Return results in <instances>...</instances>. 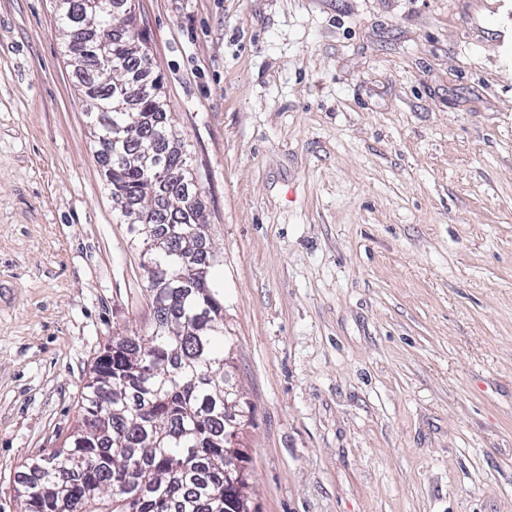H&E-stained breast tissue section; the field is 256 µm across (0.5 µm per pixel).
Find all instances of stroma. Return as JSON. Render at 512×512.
<instances>
[{"label":"stroma","mask_w":512,"mask_h":512,"mask_svg":"<svg viewBox=\"0 0 512 512\" xmlns=\"http://www.w3.org/2000/svg\"><path fill=\"white\" fill-rule=\"evenodd\" d=\"M56 0H0V512L154 323ZM260 512H512V0H136Z\"/></svg>","instance_id":"stroma-1"}]
</instances>
